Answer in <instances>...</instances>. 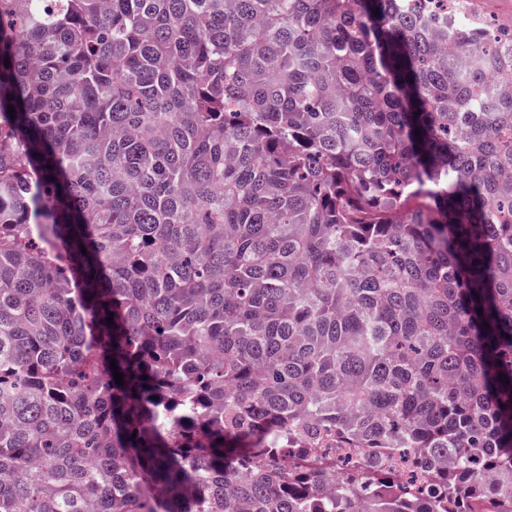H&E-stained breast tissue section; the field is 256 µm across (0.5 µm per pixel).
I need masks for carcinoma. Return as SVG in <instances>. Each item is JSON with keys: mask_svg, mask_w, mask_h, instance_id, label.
<instances>
[{"mask_svg": "<svg viewBox=\"0 0 512 512\" xmlns=\"http://www.w3.org/2000/svg\"><path fill=\"white\" fill-rule=\"evenodd\" d=\"M436 2L0 0V512H512V21Z\"/></svg>", "mask_w": 512, "mask_h": 512, "instance_id": "cac0c4a2", "label": "carcinoma"}]
</instances>
